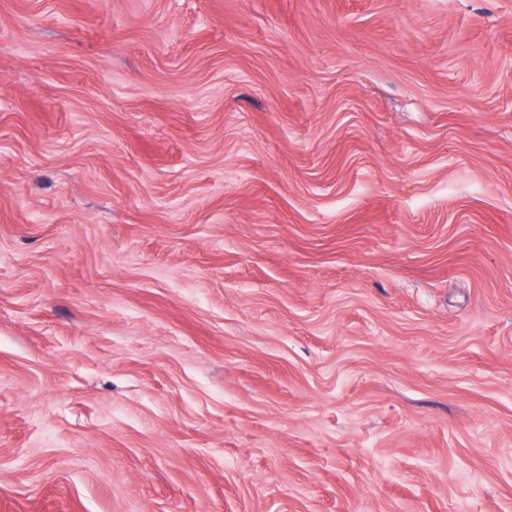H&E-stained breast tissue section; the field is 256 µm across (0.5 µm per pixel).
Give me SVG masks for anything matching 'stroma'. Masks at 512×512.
I'll return each mask as SVG.
<instances>
[{
  "label": "stroma",
  "mask_w": 512,
  "mask_h": 512,
  "mask_svg": "<svg viewBox=\"0 0 512 512\" xmlns=\"http://www.w3.org/2000/svg\"><path fill=\"white\" fill-rule=\"evenodd\" d=\"M0 512H512V0H0Z\"/></svg>",
  "instance_id": "stroma-1"
}]
</instances>
